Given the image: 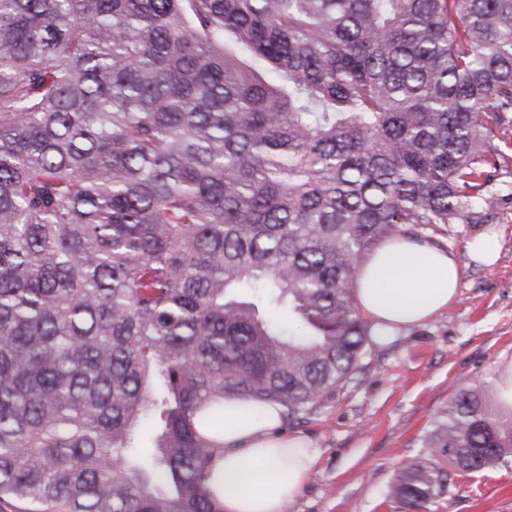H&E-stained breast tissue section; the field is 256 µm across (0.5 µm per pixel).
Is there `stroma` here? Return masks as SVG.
Listing matches in <instances>:
<instances>
[{"instance_id":"35a3bbf8","label":"stroma","mask_w":512,"mask_h":512,"mask_svg":"<svg viewBox=\"0 0 512 512\" xmlns=\"http://www.w3.org/2000/svg\"><path fill=\"white\" fill-rule=\"evenodd\" d=\"M496 188L502 201L489 226L500 234L499 262L485 266L467 252L482 225L426 231V239L455 252L461 264L458 301L373 347L347 387L303 423L286 426V433L317 440L323 455L285 512H409L389 488L401 469L429 459L423 441L449 394L495 382L512 368V174ZM427 512H512V458L453 475Z\"/></svg>"}]
</instances>
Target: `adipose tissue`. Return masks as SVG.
Wrapping results in <instances>:
<instances>
[{
    "mask_svg": "<svg viewBox=\"0 0 512 512\" xmlns=\"http://www.w3.org/2000/svg\"><path fill=\"white\" fill-rule=\"evenodd\" d=\"M461 265L425 240L377 245L361 268L357 299L380 335L428 321L458 299ZM278 404L224 401V451L213 463L211 490L221 512H283L316 469L322 450L309 436L280 432Z\"/></svg>",
    "mask_w": 512,
    "mask_h": 512,
    "instance_id": "ef3b65f1",
    "label": "adipose tissue"
}]
</instances>
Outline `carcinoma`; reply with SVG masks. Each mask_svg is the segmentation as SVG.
<instances>
[{
	"mask_svg": "<svg viewBox=\"0 0 512 512\" xmlns=\"http://www.w3.org/2000/svg\"><path fill=\"white\" fill-rule=\"evenodd\" d=\"M511 130L512 0H0V506L220 512L224 397L353 381L363 259L492 221ZM498 396L393 497L512 457Z\"/></svg>",
	"mask_w": 512,
	"mask_h": 512,
	"instance_id": "obj_1",
	"label": "carcinoma"
}]
</instances>
